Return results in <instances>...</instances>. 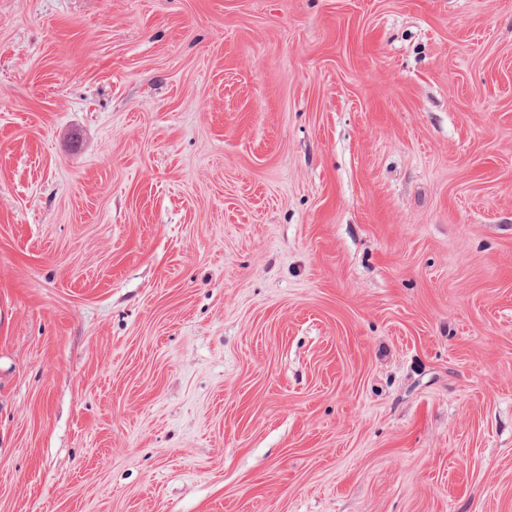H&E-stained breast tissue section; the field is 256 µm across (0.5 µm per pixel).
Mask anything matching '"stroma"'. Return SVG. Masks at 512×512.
<instances>
[{"mask_svg":"<svg viewBox=\"0 0 512 512\" xmlns=\"http://www.w3.org/2000/svg\"><path fill=\"white\" fill-rule=\"evenodd\" d=\"M0 512H512V0H0Z\"/></svg>","mask_w":512,"mask_h":512,"instance_id":"1","label":"stroma"}]
</instances>
